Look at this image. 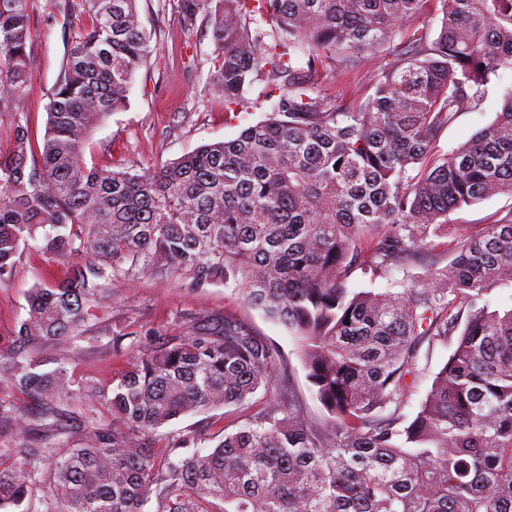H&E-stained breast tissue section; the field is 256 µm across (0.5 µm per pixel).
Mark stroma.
I'll return each instance as SVG.
<instances>
[{
  "label": "stroma",
  "mask_w": 512,
  "mask_h": 512,
  "mask_svg": "<svg viewBox=\"0 0 512 512\" xmlns=\"http://www.w3.org/2000/svg\"><path fill=\"white\" fill-rule=\"evenodd\" d=\"M141 19L157 51L136 73L125 109L112 113L93 132L86 149L87 164L104 161L137 171L152 170L175 161L197 147L239 134L242 124L264 119L269 105L264 83H255L241 121L227 120L224 99L209 83L216 44L209 25L187 26L179 0H139ZM77 21L51 0H35L30 45L34 66L27 94L17 109L26 114L32 137L42 138L47 105L71 45ZM297 81L316 83L328 96L343 100L362 98L374 64L342 73L323 65L308 70L304 60L295 63ZM511 75L489 85L479 110L459 114L443 134L439 147L449 151L466 142L492 122L500 97ZM512 208V197L499 195L463 207L448 216V235L433 238L431 245L408 270L414 277L447 266L459 242L458 228L489 222L491 216ZM70 261H52L36 249H27L11 277L0 282V349H8V336L25 316L32 289L46 288L62 279ZM234 313L255 334L274 341L293 370L291 394L312 416L321 406L313 397L297 345L288 330L245 304L223 282L196 286L191 275L159 268L146 269L131 261L122 264L94 317L76 336L60 343L54 355L76 377L108 385L130 368L133 358L159 336H189L199 328L223 322ZM225 425L223 410L189 415L160 428L150 437L156 456L162 457L180 436L199 432L208 437Z\"/></svg>",
  "instance_id": "1"
}]
</instances>
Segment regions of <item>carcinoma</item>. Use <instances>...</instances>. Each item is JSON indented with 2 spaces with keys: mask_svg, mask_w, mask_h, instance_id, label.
Listing matches in <instances>:
<instances>
[{
  "mask_svg": "<svg viewBox=\"0 0 512 512\" xmlns=\"http://www.w3.org/2000/svg\"><path fill=\"white\" fill-rule=\"evenodd\" d=\"M436 36L419 25L425 3ZM139 0H62L88 17L63 61L41 140L15 111L33 66L34 0H0V280L23 249L82 256L32 290L0 351V379L39 405L0 398V512H512V208L472 228L448 266L384 293L357 271L391 275L448 234V214L512 197V85L496 118L446 153L445 132L512 72V0H183L211 27V83L237 118L257 81L265 119L153 171L87 166L93 130L128 101L156 51ZM268 25L264 29L259 23ZM400 34L363 101L331 103L295 81L345 73ZM128 260L163 262L198 283L220 279L294 337L323 415L279 401L291 376L276 347L234 314L141 351L118 382L41 369L46 350L92 316ZM455 347L418 407L419 347ZM263 392L265 401L255 404ZM232 408L235 431L199 449L187 433L159 460L134 438L173 420Z\"/></svg>",
  "mask_w": 512,
  "mask_h": 512,
  "instance_id": "carcinoma-1",
  "label": "carcinoma"
}]
</instances>
